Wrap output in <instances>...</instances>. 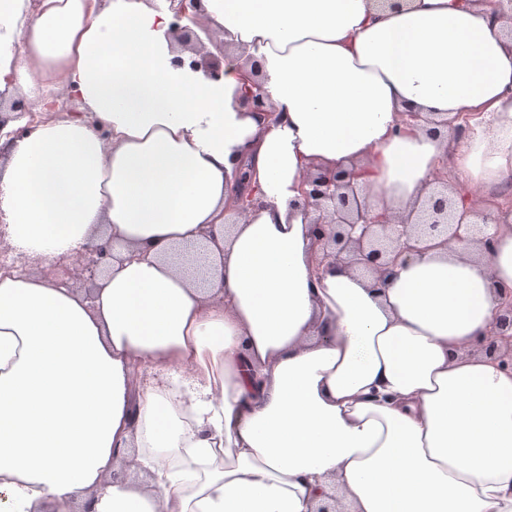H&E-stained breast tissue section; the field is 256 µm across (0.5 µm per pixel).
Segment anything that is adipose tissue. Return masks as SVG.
<instances>
[{
    "label": "adipose tissue",
    "mask_w": 512,
    "mask_h": 512,
    "mask_svg": "<svg viewBox=\"0 0 512 512\" xmlns=\"http://www.w3.org/2000/svg\"><path fill=\"white\" fill-rule=\"evenodd\" d=\"M202 7L218 82L172 66L156 0H0V96L40 115L0 154V239L40 267L0 272V512H308L329 490L337 512H512V369L478 349L512 224L381 284L318 263L297 191L354 172L393 219L447 164L458 202L507 182L512 23L483 0ZM254 62L281 122L238 101ZM459 114L471 139L429 125ZM106 242L92 292L44 277Z\"/></svg>",
    "instance_id": "obj_1"
}]
</instances>
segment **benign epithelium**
Here are the masks:
<instances>
[{
	"label": "benign epithelium",
	"mask_w": 512,
	"mask_h": 512,
	"mask_svg": "<svg viewBox=\"0 0 512 512\" xmlns=\"http://www.w3.org/2000/svg\"><path fill=\"white\" fill-rule=\"evenodd\" d=\"M202 0H169L174 14L169 35L183 50L193 53L190 58L177 55L172 59L177 68L189 67L201 70L210 79L218 81L224 75V61L210 53L202 52L203 41L193 30L198 27L213 40L209 30L199 23ZM241 104L253 112H264L280 119L268 108L262 86L251 80L249 90L241 96ZM355 175L338 172L333 175L312 174L303 180L301 194L304 204L318 212L313 221L314 240L322 246L323 256L332 261L348 260L364 267L380 279L390 275L392 267L401 258L425 250L424 244L434 238L443 243L456 242L469 245L480 243L487 254L494 251L493 236L483 233L492 224H501L512 212L509 208L485 210L474 204L462 211L455 208L448 195V182L434 181V186L416 207L414 215L399 224H392L383 214H376L360 199ZM112 259V245L106 243L80 253L72 261H64L59 271L67 272L69 266L75 270L92 274ZM493 292L500 300L492 335L481 345V350L491 356H499L503 365L512 369V291L491 283Z\"/></svg>",
	"instance_id": "obj_1"
}]
</instances>
